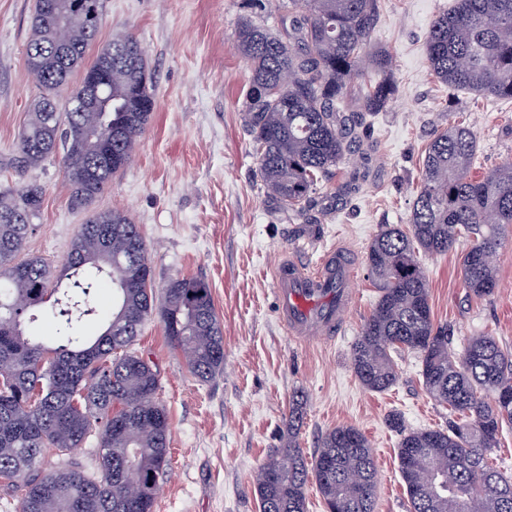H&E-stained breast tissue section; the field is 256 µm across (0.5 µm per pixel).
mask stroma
Returning a JSON list of instances; mask_svg holds the SVG:
<instances>
[{"label": "stroma", "mask_w": 512, "mask_h": 512, "mask_svg": "<svg viewBox=\"0 0 512 512\" xmlns=\"http://www.w3.org/2000/svg\"><path fill=\"white\" fill-rule=\"evenodd\" d=\"M450 0H380L376 44L392 55L396 98L366 120L363 151L373 161L358 172L348 156L320 181L301 213L283 211L256 173L245 123L244 94L251 67L233 47L245 19L279 31L288 0H104L98 45L133 34L155 73V109L132 163L97 198L98 210H125L149 249L155 288L194 277L210 287L224 329V371L202 381L152 316L133 345L160 372L156 400L170 423L171 476L155 512H259L254 478L267 454L296 440L314 459L322 437L354 426L376 459V512H408L399 471V437L388 414L408 427L444 426L448 411L427 393L417 353L398 358V379L374 392L358 381L353 344L378 297L367 265L368 248L383 225L407 224L435 129L462 119L479 150L477 173L512 159V100L456 91L432 75L425 40ZM35 0H0V183L15 184L9 160L37 96L25 56ZM363 177L357 194L344 188ZM45 196L32 221L25 256L43 258L59 283L67 281L72 240L86 220L71 209L58 159L30 170ZM468 241L424 258L429 303L454 349L492 334L512 350V233L495 261L499 286L483 298L464 288L460 257ZM353 267L356 299L337 334L298 339L278 314L273 272L281 256L316 266L330 249ZM306 405L296 436L288 434L295 394Z\"/></svg>", "instance_id": "1"}]
</instances>
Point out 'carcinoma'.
I'll use <instances>...</instances> for the list:
<instances>
[{"label": "carcinoma", "instance_id": "obj_1", "mask_svg": "<svg viewBox=\"0 0 512 512\" xmlns=\"http://www.w3.org/2000/svg\"><path fill=\"white\" fill-rule=\"evenodd\" d=\"M51 0H36L26 45L39 95L19 135L14 168L22 172L60 156L71 207L88 213L68 256L71 282L52 288L50 266L20 258L31 221L42 207L36 182L0 185V483L20 492L19 512H154L152 485L171 465L169 422L156 403L155 365L129 351L145 322L158 314L169 342L190 372L207 380L224 370V333L209 285L170 279L162 298L153 289L149 249L122 210L89 211L132 158L154 112L152 76L131 34L112 38L84 70L108 66L105 95L112 111H77L81 85H69L95 40L100 17L81 9L56 22ZM380 0H305L288 12L275 35L240 22L234 47L251 63L246 124L257 169L283 209L306 207L319 179L352 153L366 118L385 111L396 87L390 58L371 51ZM431 71L455 90L512 100V0H454L426 36ZM371 69L351 106V83ZM477 154L462 122L434 132L423 161L409 229L388 224L376 235L368 266L379 294L352 349V367L367 389L382 392L398 379L394 355L418 352L429 395L448 406V425L409 429L394 413L399 465L410 512H512V476L488 463L500 433L512 427V351L491 335L476 336L456 354L447 329L433 323L421 257L471 242L462 255L464 286L478 297L495 292L493 257L512 228V160L480 178ZM92 266L106 280L86 277ZM112 285L117 301L108 326L92 337L80 330L99 316V290ZM47 305L57 325L49 348L28 326ZM303 400L288 410V445L275 448L256 477L260 512H306L315 483L333 512H375L377 469L368 438L340 426L322 438L308 463L294 435ZM97 437L101 478L78 469L44 474L39 461ZM330 459L336 471L321 464ZM446 486L443 493L435 484Z\"/></svg>", "mask_w": 512, "mask_h": 512}]
</instances>
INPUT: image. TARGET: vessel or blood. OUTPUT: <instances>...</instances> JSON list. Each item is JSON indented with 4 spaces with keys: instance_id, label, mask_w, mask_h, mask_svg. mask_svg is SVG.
Segmentation results:
<instances>
[{
    "instance_id": "1",
    "label": "vessel or blood",
    "mask_w": 512,
    "mask_h": 512,
    "mask_svg": "<svg viewBox=\"0 0 512 512\" xmlns=\"http://www.w3.org/2000/svg\"><path fill=\"white\" fill-rule=\"evenodd\" d=\"M353 268L342 251L330 252L314 270H307L298 261H281L275 271L278 312L289 329L298 336L332 334L340 314L353 296L343 292L335 306L319 309V294L333 282L347 283Z\"/></svg>"
}]
</instances>
